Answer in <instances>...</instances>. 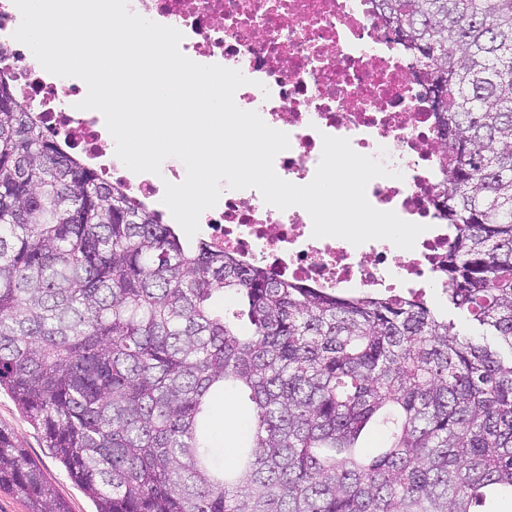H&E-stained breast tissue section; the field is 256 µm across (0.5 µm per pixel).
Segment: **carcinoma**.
Instances as JSON below:
<instances>
[{"mask_svg": "<svg viewBox=\"0 0 512 512\" xmlns=\"http://www.w3.org/2000/svg\"><path fill=\"white\" fill-rule=\"evenodd\" d=\"M448 162V288L316 292L242 263L64 154L0 83V389L96 512H476L512 495V0H377ZM231 295L239 309L219 311ZM249 391L217 467L211 396ZM386 429L368 456L359 440ZM0 491L68 512L0 429Z\"/></svg>", "mask_w": 512, "mask_h": 512, "instance_id": "obj_1", "label": "carcinoma"}]
</instances>
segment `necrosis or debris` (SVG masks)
Returning <instances> with one entry per match:
<instances>
[{"instance_id": "necrosis-or-debris-1", "label": "necrosis or debris", "mask_w": 512, "mask_h": 512, "mask_svg": "<svg viewBox=\"0 0 512 512\" xmlns=\"http://www.w3.org/2000/svg\"><path fill=\"white\" fill-rule=\"evenodd\" d=\"M129 8L180 30V49L194 62L248 78L235 93L237 106L258 112L289 136V148L274 159L282 179L311 182L323 135L346 138L354 151L395 172L368 184L369 203L425 227L414 249L398 256L384 240L355 246L313 237L303 208L282 211L257 190L228 188L200 217L212 244L315 290L394 294L447 287L442 261L449 236L441 216L446 168L436 150L438 119L423 75L374 0H129ZM20 22L13 0H0V82L31 104L62 152L78 155L144 208L171 220L162 202L165 183L151 173L129 175L104 157L100 112L78 108L86 84L45 71L14 39Z\"/></svg>"}]
</instances>
